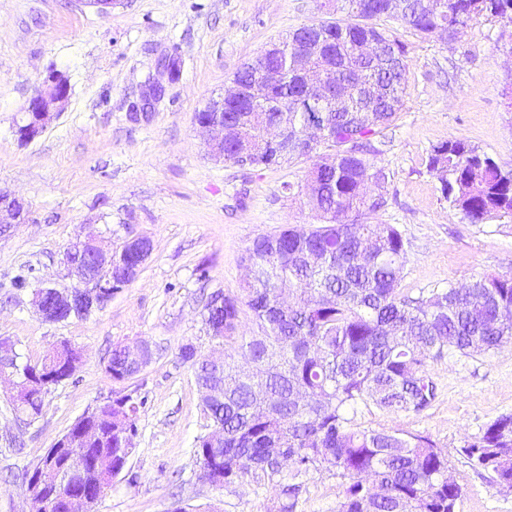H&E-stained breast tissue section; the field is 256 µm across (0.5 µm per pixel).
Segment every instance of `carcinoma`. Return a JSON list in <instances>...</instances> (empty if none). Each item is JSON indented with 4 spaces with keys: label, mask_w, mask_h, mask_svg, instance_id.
<instances>
[{
    "label": "carcinoma",
    "mask_w": 512,
    "mask_h": 512,
    "mask_svg": "<svg viewBox=\"0 0 512 512\" xmlns=\"http://www.w3.org/2000/svg\"><path fill=\"white\" fill-rule=\"evenodd\" d=\"M340 10L346 17L328 22L316 37L317 62L336 72V95L321 113L323 149H309L308 113L297 107L308 93L298 62L307 28L281 39V53L263 57L268 70L284 75L265 94L277 111H255L252 75H234L243 98L224 117L250 124L253 135L246 145L228 141L224 155L233 159L247 148L265 167L310 161L303 183L284 189L304 197L318 224L255 238L242 262L261 274L206 304L205 325L224 348L222 363L202 359L191 342L181 347L201 392L211 393L201 400L209 425L196 440L195 456L210 467L209 480L226 489L243 481L278 485L277 512H297L301 478L311 472L340 478L336 512H458L461 487L448 476V456L433 440L355 423L362 406L395 416L424 412L438 393L432 362L512 344V274L450 284L428 296L405 294L401 232L367 222L385 204L387 181L374 140L397 120L406 96L407 45L385 23L456 40L479 15L512 24V0H342ZM370 39L381 44L374 56L361 51ZM274 122L288 131V153L270 163L264 157L274 151L263 128ZM428 166L443 197L471 222L512 220V169L460 138L434 147ZM138 261L130 252L112 261V288L127 286L126 271ZM40 304L48 322L94 313L87 305L62 307L51 294ZM245 307L252 314L249 336L239 332ZM237 352L253 361L244 377L233 361ZM77 360L63 344L47 374L59 377ZM107 367L117 382L137 375L121 346L112 349ZM46 393L41 387L25 392L14 402L15 414L28 422L37 418ZM131 405L116 399L71 426L106 435L87 444L93 494L112 486L115 470L134 451L128 427L137 411ZM461 453L472 469L511 491L512 415L489 423Z\"/></svg>",
    "instance_id": "obj_1"
}]
</instances>
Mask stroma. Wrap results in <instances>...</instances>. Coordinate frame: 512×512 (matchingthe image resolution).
I'll return each mask as SVG.
<instances>
[{"instance_id": "stroma-1", "label": "stroma", "mask_w": 512, "mask_h": 512, "mask_svg": "<svg viewBox=\"0 0 512 512\" xmlns=\"http://www.w3.org/2000/svg\"><path fill=\"white\" fill-rule=\"evenodd\" d=\"M327 0H0V190L21 199L23 224L0 239V340L31 360L60 342L82 354L75 374L44 397L40 417L19 424L0 377V512H32L24 474L84 412L123 396L139 405L134 451L94 512H276L279 490L200 480L194 456L207 431L201 397L179 350L217 351L204 305L240 288L245 249L261 235L314 223L302 200L283 193L306 163L245 171L215 160L195 114L222 96L234 73L270 42L327 18ZM408 45L405 104L378 161L387 207L370 215L406 242L401 286L413 296L489 274H512V223H471L452 208L427 168L434 146L457 137L512 167V25L481 15L454 41L401 29ZM178 56L169 80L158 69ZM65 75L69 103L35 139L18 140L23 109L50 71ZM162 99L143 107L149 82ZM153 250L138 277L84 320L42 321L40 282L62 281L65 248L95 233L120 245L128 233ZM147 341L150 363L112 381V348ZM438 384L418 415L359 412L365 428L430 436L448 456L462 494L458 512H512V492L472 470L460 450L495 418L512 414V345L431 365ZM339 480L307 476L297 512H335Z\"/></svg>"}]
</instances>
